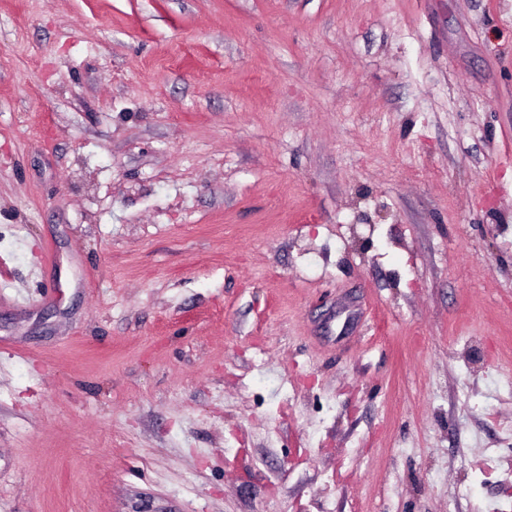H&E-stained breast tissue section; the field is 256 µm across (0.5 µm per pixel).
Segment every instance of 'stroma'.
I'll return each mask as SVG.
<instances>
[{
    "instance_id": "1",
    "label": "stroma",
    "mask_w": 512,
    "mask_h": 512,
    "mask_svg": "<svg viewBox=\"0 0 512 512\" xmlns=\"http://www.w3.org/2000/svg\"><path fill=\"white\" fill-rule=\"evenodd\" d=\"M0 512H512V0H0Z\"/></svg>"
}]
</instances>
